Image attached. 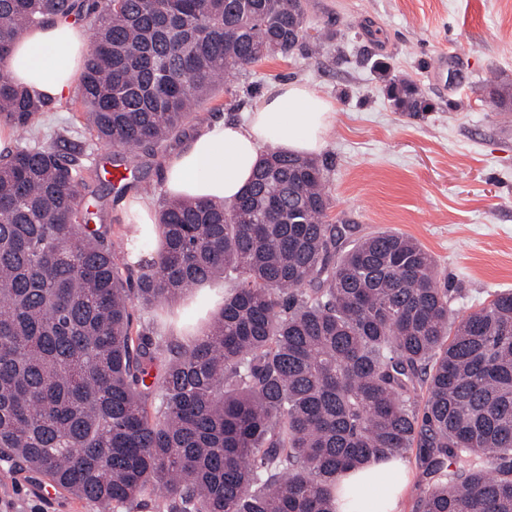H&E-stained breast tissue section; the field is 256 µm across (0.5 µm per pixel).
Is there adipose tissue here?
<instances>
[{"instance_id":"ef3b65f1","label":"adipose tissue","mask_w":512,"mask_h":512,"mask_svg":"<svg viewBox=\"0 0 512 512\" xmlns=\"http://www.w3.org/2000/svg\"><path fill=\"white\" fill-rule=\"evenodd\" d=\"M86 30L70 20L33 28L18 39L0 70L13 82L59 100L81 71ZM336 124L333 103L306 83L272 87L244 121L204 125L164 164L169 195L233 203L265 149L312 156ZM408 483L380 463L337 479V512H399Z\"/></svg>"}]
</instances>
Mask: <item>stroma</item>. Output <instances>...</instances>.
Masks as SVG:
<instances>
[{"mask_svg": "<svg viewBox=\"0 0 512 512\" xmlns=\"http://www.w3.org/2000/svg\"><path fill=\"white\" fill-rule=\"evenodd\" d=\"M312 30L327 33L318 59L297 51L230 76L155 155L141 156L127 185L149 199L166 194L165 160L203 124L243 118L283 82H309L334 104L336 125L317 155L325 166L329 215L355 225L358 235L398 231L437 261L454 307L466 314L494 292L512 290V111L496 107L497 90L512 89V0H308ZM448 68L437 73L442 54ZM415 86L427 109L404 112L388 95L391 83ZM64 142H56V134ZM77 147L80 199L97 223L121 236L127 222L123 193L101 172L116 162L71 99L53 100L27 138L13 146ZM28 472L0 483V503L13 512H103L92 501L59 491L43 495Z\"/></svg>", "mask_w": 512, "mask_h": 512, "instance_id": "35a3bbf8", "label": "stroma"}]
</instances>
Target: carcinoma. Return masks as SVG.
I'll use <instances>...</instances> for the list:
<instances>
[{
  "label": "carcinoma",
  "instance_id": "1",
  "mask_svg": "<svg viewBox=\"0 0 512 512\" xmlns=\"http://www.w3.org/2000/svg\"><path fill=\"white\" fill-rule=\"evenodd\" d=\"M61 18L92 19L79 103L132 160L230 75L320 45L304 0H0V63ZM47 107L0 73L21 133ZM73 162L0 156V457L112 512H336L340 473L417 448L413 512H512V290L461 316L414 239L342 249L324 167L274 149L231 204L161 199L135 274V225L91 226ZM227 278L201 335L134 329L133 308Z\"/></svg>",
  "mask_w": 512,
  "mask_h": 512
}]
</instances>
